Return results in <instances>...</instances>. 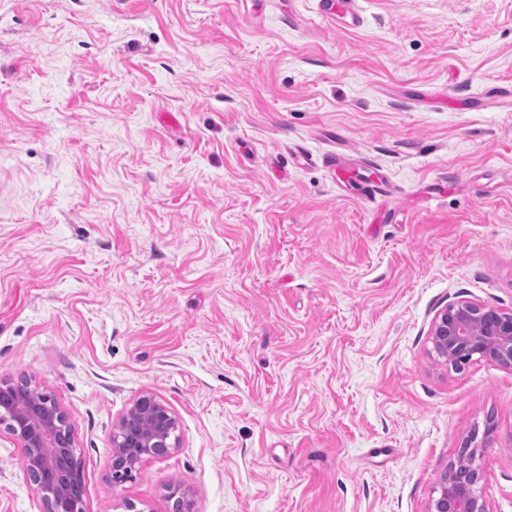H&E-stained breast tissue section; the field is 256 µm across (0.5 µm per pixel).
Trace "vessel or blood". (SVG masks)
<instances>
[{"label": "vessel or blood", "instance_id": "b4317fda", "mask_svg": "<svg viewBox=\"0 0 512 512\" xmlns=\"http://www.w3.org/2000/svg\"><path fill=\"white\" fill-rule=\"evenodd\" d=\"M318 13L326 22L339 28L353 29L362 22L357 0H318ZM323 162L339 189L361 201L377 205L378 216H385L382 202L392 185L383 173L377 172L369 157L351 154L340 147L327 153Z\"/></svg>", "mask_w": 512, "mask_h": 512}]
</instances>
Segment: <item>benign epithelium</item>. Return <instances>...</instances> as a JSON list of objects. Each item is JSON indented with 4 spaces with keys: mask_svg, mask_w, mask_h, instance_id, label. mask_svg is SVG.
Returning <instances> with one entry per match:
<instances>
[{
    "mask_svg": "<svg viewBox=\"0 0 512 512\" xmlns=\"http://www.w3.org/2000/svg\"><path fill=\"white\" fill-rule=\"evenodd\" d=\"M430 336L436 354L457 371L475 354L512 369V311L452 302L433 319ZM8 387L9 382H0V425L20 444L22 470L43 512H81L80 502L70 493L71 479L80 473L67 412L45 392H9ZM177 428V418L163 400L152 392L138 395L113 429L112 482L128 479L146 462L170 455L180 444ZM489 443L487 431L465 438L458 456L469 460L467 468L456 461L448 464L428 512H489L477 493L480 474L475 466L478 449ZM170 498L173 512H196L188 490L176 488Z\"/></svg>",
    "mask_w": 512,
    "mask_h": 512,
    "instance_id": "1",
    "label": "benign epithelium"
}]
</instances>
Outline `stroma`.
Returning <instances> with one entry per match:
<instances>
[{
	"label": "stroma",
	"instance_id": "1",
	"mask_svg": "<svg viewBox=\"0 0 512 512\" xmlns=\"http://www.w3.org/2000/svg\"><path fill=\"white\" fill-rule=\"evenodd\" d=\"M0 0V380L68 413L85 512H427L463 439L512 512V0ZM456 99L466 108L453 107ZM394 185L341 195L332 135ZM300 149L314 161L294 165ZM180 446L109 480L142 392ZM0 429V512H40ZM318 13L336 28L353 29L362 23L357 0H318ZM430 336L436 354L457 371L475 354L512 369V311L469 301L452 302L433 319ZM460 356L466 357L454 364Z\"/></svg>",
	"mask_w": 512,
	"mask_h": 512
}]
</instances>
